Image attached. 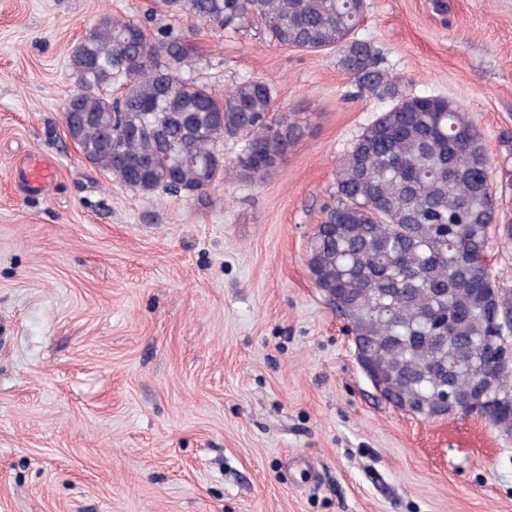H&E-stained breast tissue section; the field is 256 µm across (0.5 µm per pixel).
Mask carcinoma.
Returning <instances> with one entry per match:
<instances>
[{"label":"carcinoma","mask_w":512,"mask_h":512,"mask_svg":"<svg viewBox=\"0 0 512 512\" xmlns=\"http://www.w3.org/2000/svg\"><path fill=\"white\" fill-rule=\"evenodd\" d=\"M157 8L235 30L257 18L279 46L335 51L360 89L391 104L337 163L332 201L308 240L314 282L349 322L358 363L392 406L424 421L464 412L486 391L492 424L512 429V386L497 336H512V291L484 265L499 224L491 160L460 103L402 91L373 43L357 37L367 0H156ZM181 40L104 16L74 47L76 91L64 120L80 154L112 181L186 195L238 171L261 179L301 127L273 109L271 87L222 93L184 77ZM240 145L232 161L224 143ZM448 395V409L440 401Z\"/></svg>","instance_id":"carcinoma-1"}]
</instances>
